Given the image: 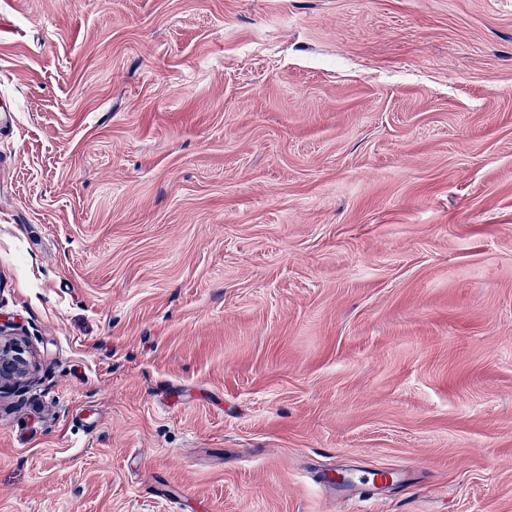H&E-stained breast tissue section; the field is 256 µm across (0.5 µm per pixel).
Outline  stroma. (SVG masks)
Segmentation results:
<instances>
[{
	"label": "stroma",
	"instance_id": "1",
	"mask_svg": "<svg viewBox=\"0 0 512 512\" xmlns=\"http://www.w3.org/2000/svg\"><path fill=\"white\" fill-rule=\"evenodd\" d=\"M0 321V512H512V0H0ZM8 329H11L8 324L0 322V393L2 381L22 379L32 367L31 355L21 341L2 342V336H14L6 334Z\"/></svg>",
	"mask_w": 512,
	"mask_h": 512
}]
</instances>
